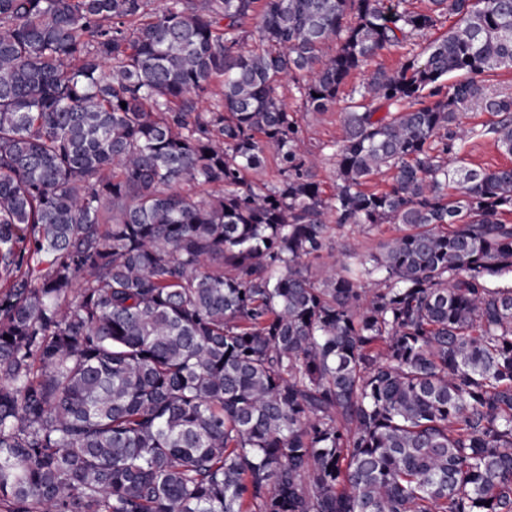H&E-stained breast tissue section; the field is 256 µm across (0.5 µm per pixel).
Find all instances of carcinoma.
Here are the masks:
<instances>
[{
	"instance_id": "obj_1",
	"label": "carcinoma",
	"mask_w": 512,
	"mask_h": 512,
	"mask_svg": "<svg viewBox=\"0 0 512 512\" xmlns=\"http://www.w3.org/2000/svg\"><path fill=\"white\" fill-rule=\"evenodd\" d=\"M257 3L0 0V512H512V167L459 122L512 154V0ZM447 16L323 197L281 85L325 112ZM332 215L404 231L318 281ZM490 94L512 95V71L501 70L479 78ZM465 165L486 171L512 167V154L502 150L492 135L473 137L464 148Z\"/></svg>"
}]
</instances>
